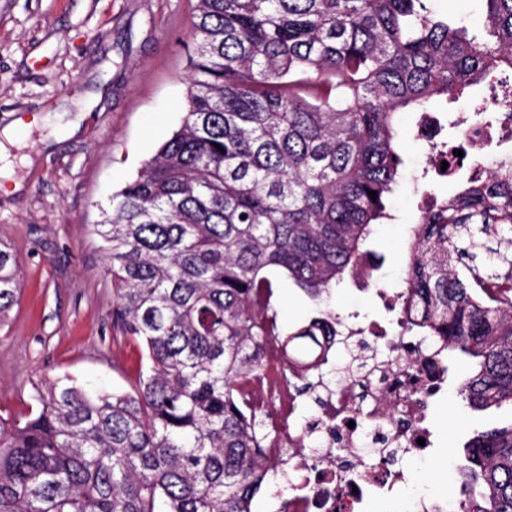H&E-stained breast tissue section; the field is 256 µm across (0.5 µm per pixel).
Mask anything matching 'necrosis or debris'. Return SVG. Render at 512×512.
Listing matches in <instances>:
<instances>
[{
	"label": "necrosis or debris",
	"instance_id": "necrosis-or-debris-1",
	"mask_svg": "<svg viewBox=\"0 0 512 512\" xmlns=\"http://www.w3.org/2000/svg\"><path fill=\"white\" fill-rule=\"evenodd\" d=\"M348 344L365 367L326 394L310 423H299L301 401L288 384L302 360L285 355L275 339L264 344L262 371L236 387L237 404L267 422L261 460L279 512H358L375 484L403 483L404 471L390 457L423 459L429 453L421 396L441 389L427 374L434 339L400 335L368 342L359 329L344 325L332 339L329 359ZM305 434L315 438L308 454L299 448Z\"/></svg>",
	"mask_w": 512,
	"mask_h": 512
}]
</instances>
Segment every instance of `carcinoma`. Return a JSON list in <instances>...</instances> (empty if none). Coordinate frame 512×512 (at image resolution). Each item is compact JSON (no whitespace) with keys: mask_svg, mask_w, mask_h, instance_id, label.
<instances>
[{"mask_svg":"<svg viewBox=\"0 0 512 512\" xmlns=\"http://www.w3.org/2000/svg\"><path fill=\"white\" fill-rule=\"evenodd\" d=\"M429 2L197 0L183 121L94 226L115 323L140 348L133 388L56 378L24 418L0 414V512H251L267 432L236 385L267 337L306 353L342 323L327 307L282 328L275 288L319 305L362 272L402 179L398 114L467 99L512 121L472 97L482 84L512 106V0H481L472 30ZM427 195L396 294L413 319L398 325L462 358L471 409L512 406V300L473 288L512 279V177L477 163L453 196ZM20 294L0 241V323ZM335 373L292 386L318 408ZM456 473L452 512H512V423L469 439Z\"/></svg>","mask_w":512,"mask_h":512,"instance_id":"cac0c4a2","label":"carcinoma"}]
</instances>
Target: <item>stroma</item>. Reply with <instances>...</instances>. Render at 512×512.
Segmentation results:
<instances>
[{"label":"stroma","mask_w":512,"mask_h":512,"mask_svg":"<svg viewBox=\"0 0 512 512\" xmlns=\"http://www.w3.org/2000/svg\"><path fill=\"white\" fill-rule=\"evenodd\" d=\"M195 0H0V240L22 292L0 324V413L21 416L33 387L70 376L83 387L129 389L140 350L112 316L115 292L101 209L176 130L185 111ZM12 139H5L4 130ZM421 197L403 183L402 216L366 242L367 275L336 287L329 306L359 326L397 335L391 296L403 287L409 227ZM450 376L426 408L429 459L402 467L432 493L456 480L449 451L512 422V407L471 410Z\"/></svg>","instance_id":"stroma-1"}]
</instances>
